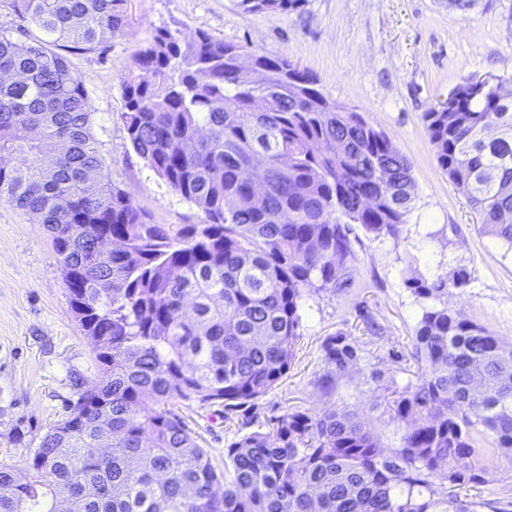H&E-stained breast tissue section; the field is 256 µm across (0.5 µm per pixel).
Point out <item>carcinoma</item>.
Returning a JSON list of instances; mask_svg holds the SVG:
<instances>
[{"label": "carcinoma", "instance_id": "1", "mask_svg": "<svg viewBox=\"0 0 512 512\" xmlns=\"http://www.w3.org/2000/svg\"><path fill=\"white\" fill-rule=\"evenodd\" d=\"M124 0H12L0 31V203L46 226L71 312L101 372L67 417L27 448L28 480L0 465V512H512V496L461 497L481 483L478 436L512 458V344L437 304L464 290L411 276L424 306L416 382L386 413L397 448L349 414L296 410L240 433L219 473L174 409L251 407L287 375L306 291L345 288L351 224L397 239L412 164L389 136L325 98L282 57L199 31L157 30L123 89L134 151L205 216L176 231L149 222L112 186L94 112L72 57L120 32ZM294 13L306 0H240ZM259 74L244 83V56ZM440 168L484 233L512 245V91L484 77L422 115ZM118 246L92 258L94 241ZM327 340L326 383L357 364ZM224 490H219V486Z\"/></svg>", "mask_w": 512, "mask_h": 512}]
</instances>
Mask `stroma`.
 I'll return each mask as SVG.
<instances>
[{
  "mask_svg": "<svg viewBox=\"0 0 512 512\" xmlns=\"http://www.w3.org/2000/svg\"><path fill=\"white\" fill-rule=\"evenodd\" d=\"M126 25L105 50L73 56L101 125L113 185L156 224H198L204 215L182 199L133 150L122 118L123 85L135 55L160 28L191 40L196 32L288 58L312 74L330 101L359 112L384 131L412 164L415 196L399 239L351 234V284L311 290L301 311L295 356L286 376L256 401V428L296 409L356 414L384 447L405 431L385 401L414 381L411 358L423 300L405 280L466 269L465 291L441 301L512 343V247L479 230L477 217L440 169L422 115L467 78L497 75L512 89V0H475L467 12L448 0H307L297 14H251L239 0H125ZM356 346L357 365L324 388L322 346L330 338ZM91 340L69 306L50 235L21 211L0 203V463L25 475L27 451L14 427L43 434L97 381ZM198 444L216 468L235 440L238 418L221 405L178 402ZM476 495L512 494V459L485 456Z\"/></svg>",
  "mask_w": 512,
  "mask_h": 512,
  "instance_id": "obj_1",
  "label": "stroma"
}]
</instances>
